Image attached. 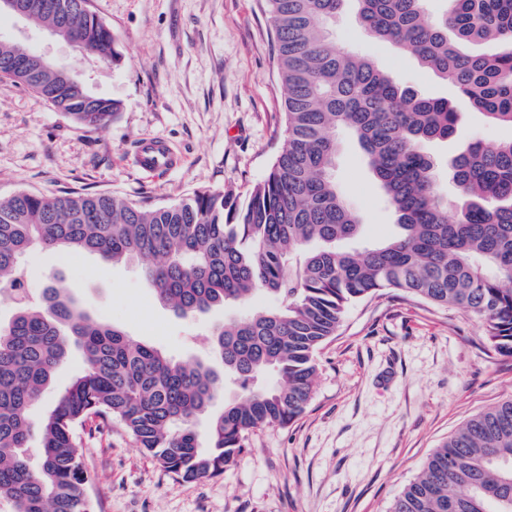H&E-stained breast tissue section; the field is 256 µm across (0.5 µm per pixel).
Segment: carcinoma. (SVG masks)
<instances>
[{
  "mask_svg": "<svg viewBox=\"0 0 512 512\" xmlns=\"http://www.w3.org/2000/svg\"><path fill=\"white\" fill-rule=\"evenodd\" d=\"M28 20L63 27L84 52L114 62L112 30L75 0H22ZM344 0H268L285 89L286 130L249 196L197 192L146 209L109 194L0 200V503L9 512H92L77 448L87 422L118 423L177 479L224 474L260 427L292 424L315 388L317 353L348 307L396 289L470 313L493 351L512 356V138L471 142L450 162L466 200L448 220L437 160L424 145L458 129L448 99L403 88L371 58L336 46ZM366 34L417 58L490 122L512 127V0H356ZM493 44V54L464 48ZM28 52L0 40V82L26 88L81 127L119 102L14 67ZM357 139L399 232L353 248L364 224L334 177L337 133ZM143 263L156 297L181 317L245 306L213 333L210 362H186L93 320L69 295L33 299L21 258L33 247ZM276 300L254 306L255 296ZM83 371L38 421L32 408L72 347ZM233 396L209 413L225 388ZM210 414L205 431L199 417ZM38 434L37 458L28 442ZM389 512H512V398L469 419L427 458Z\"/></svg>",
  "mask_w": 512,
  "mask_h": 512,
  "instance_id": "carcinoma-1",
  "label": "carcinoma"
}]
</instances>
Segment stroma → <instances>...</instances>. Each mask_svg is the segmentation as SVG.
Masks as SVG:
<instances>
[{
	"mask_svg": "<svg viewBox=\"0 0 512 512\" xmlns=\"http://www.w3.org/2000/svg\"><path fill=\"white\" fill-rule=\"evenodd\" d=\"M112 30L119 62L101 63L44 27L0 16V38L71 68L120 110L84 129L30 91L0 85V197L19 191L107 193L144 207L203 191L247 195L268 174L285 136L284 88L267 0H91ZM345 0L331 25L339 45L377 61L407 88L453 99L462 122L427 144L456 213L448 164L468 143H495L512 128L488 123L450 86L390 43L369 38ZM162 137L178 169L140 170L137 144ZM336 183L358 210L364 235L395 234L361 147L342 135ZM29 289L72 294L93 315L180 360H207L223 309L176 316L148 288L140 263L93 254L62 258L34 247ZM305 412L291 425L251 432L223 475L178 480L119 424L87 425L78 454L94 512H389L428 456L464 422L512 398V357L487 351L485 330L464 311L392 290L352 304L318 355Z\"/></svg>",
	"mask_w": 512,
	"mask_h": 512,
	"instance_id": "1",
	"label": "stroma"
}]
</instances>
